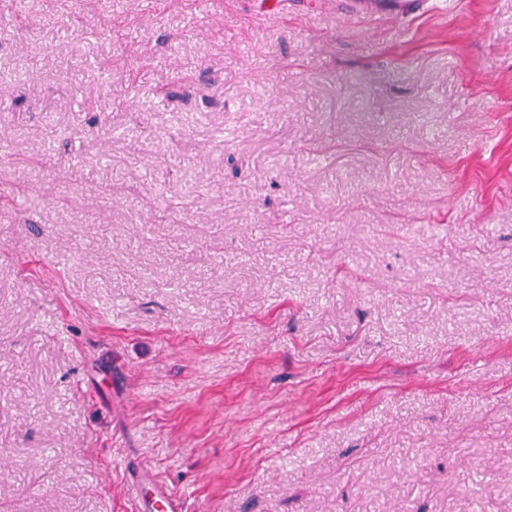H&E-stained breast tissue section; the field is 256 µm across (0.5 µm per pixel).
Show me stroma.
Here are the masks:
<instances>
[{
    "instance_id": "35a3bbf8",
    "label": "stroma",
    "mask_w": 512,
    "mask_h": 512,
    "mask_svg": "<svg viewBox=\"0 0 512 512\" xmlns=\"http://www.w3.org/2000/svg\"><path fill=\"white\" fill-rule=\"evenodd\" d=\"M263 4L0 0V512H512V0ZM133 494L142 512H173L174 502L171 496L156 484L137 483L133 485Z\"/></svg>"
}]
</instances>
